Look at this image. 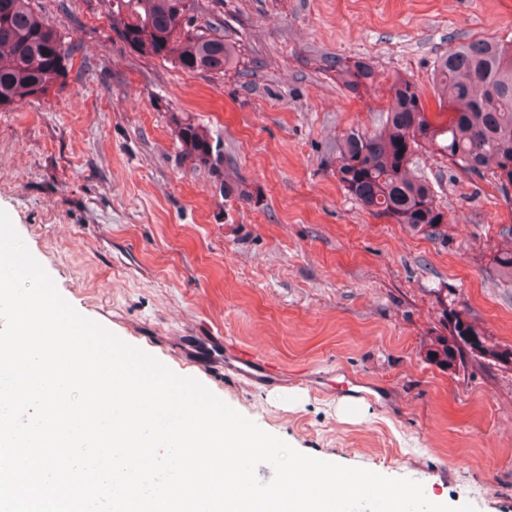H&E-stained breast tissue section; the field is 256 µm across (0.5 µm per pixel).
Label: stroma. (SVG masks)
Returning <instances> with one entry per match:
<instances>
[{"label": "stroma", "instance_id": "1", "mask_svg": "<svg viewBox=\"0 0 512 512\" xmlns=\"http://www.w3.org/2000/svg\"><path fill=\"white\" fill-rule=\"evenodd\" d=\"M36 5L79 49L58 92L0 110V209L70 306L302 453L512 512V367L423 351L460 306L512 345V284L489 265L512 201L422 154L448 214L431 240L363 210L330 166L343 132L378 125L391 75L435 115L437 58L512 38V0H224L240 68L223 75L132 52L93 0ZM336 56L370 61L374 90L341 88ZM177 117L218 138L251 202L179 164ZM228 341L276 375L226 371ZM347 381L368 394L354 408Z\"/></svg>", "mask_w": 512, "mask_h": 512}]
</instances>
